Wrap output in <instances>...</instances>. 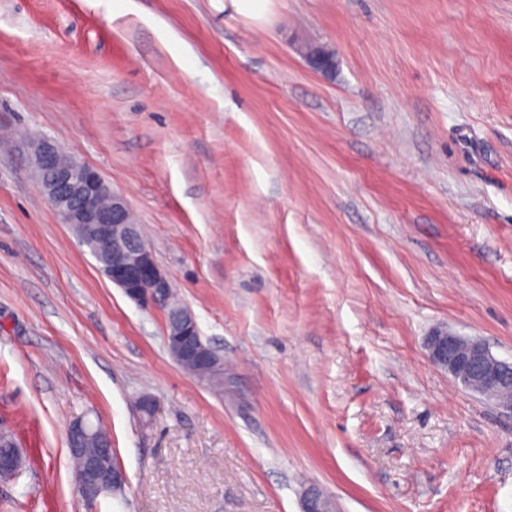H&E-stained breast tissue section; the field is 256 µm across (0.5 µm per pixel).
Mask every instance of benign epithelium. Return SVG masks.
<instances>
[{"label":"benign epithelium","mask_w":512,"mask_h":512,"mask_svg":"<svg viewBox=\"0 0 512 512\" xmlns=\"http://www.w3.org/2000/svg\"><path fill=\"white\" fill-rule=\"evenodd\" d=\"M321 72L336 70V55L326 48L322 58H310ZM42 192L51 202L60 222L71 226L95 258L112 251V264L103 272L113 285L134 302L165 313V345L177 365L192 368V376L208 380L222 370L218 352L198 339V325L190 308L174 300L172 285L142 235L123 194L111 189L93 168L66 156L51 140L34 142L29 151ZM430 362L448 372L466 389L478 392L512 410V362L496 358L478 338L437 330L427 338ZM156 401L144 394L136 401L140 420L153 418ZM88 425L74 421L68 427L71 450L83 460L82 498L95 502L123 488L122 469H109L104 458L112 448L109 438L95 453L84 443ZM302 512H334L332 501L313 486L301 493Z\"/></svg>","instance_id":"obj_1"}]
</instances>
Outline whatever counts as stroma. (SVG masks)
<instances>
[{
    "mask_svg": "<svg viewBox=\"0 0 512 512\" xmlns=\"http://www.w3.org/2000/svg\"><path fill=\"white\" fill-rule=\"evenodd\" d=\"M35 135L126 197L223 393L60 223ZM438 328L512 361V0H0V512H512V410ZM82 413L126 475L92 504ZM272 0H230L232 8L239 14L255 21L262 20ZM426 348L430 362L466 389L512 410V362L496 358L484 341L437 330ZM302 512H333L332 501L314 486L303 489L301 493Z\"/></svg>",
    "mask_w": 512,
    "mask_h": 512,
    "instance_id": "35a3bbf8",
    "label": "stroma"
}]
</instances>
